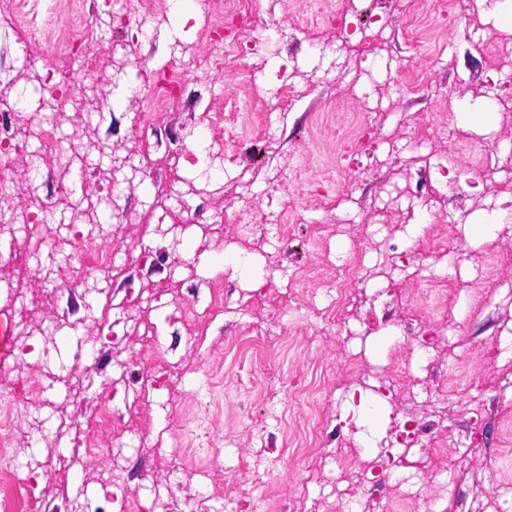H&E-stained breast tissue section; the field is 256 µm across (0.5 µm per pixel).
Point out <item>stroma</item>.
Wrapping results in <instances>:
<instances>
[{"instance_id":"obj_1","label":"stroma","mask_w":512,"mask_h":512,"mask_svg":"<svg viewBox=\"0 0 512 512\" xmlns=\"http://www.w3.org/2000/svg\"><path fill=\"white\" fill-rule=\"evenodd\" d=\"M105 60L93 92L65 111L37 95L40 75L60 64L56 40L32 43L37 67L0 68V102L31 90L20 111L55 124L76 147L70 161L43 166L37 137L15 158L16 184L0 193V215L21 216L49 184L109 183L100 205L78 197L49 207L41 233L7 240L15 255L38 254L22 274L0 264V319L19 323L24 354L0 366V387L27 372L41 398L21 402L23 424L5 454L31 471L45 512H82L85 501L118 512L76 447L100 400L130 417L131 446L99 428V447L151 507L195 499L196 512H331L342 482L345 512H399L406 491L418 512H512V109L489 110L484 82L512 85V62L491 67L475 44L512 42V0H260L255 34L282 32L269 50L203 74L199 39L208 19L198 0H158L142 26L110 22L98 0ZM44 30L69 28L78 0H30ZM147 62L188 74L190 99L164 125L132 127L151 106L114 96ZM221 149L198 143L210 120ZM464 142L440 141V123ZM276 128L274 139L262 127ZM490 155L495 181L463 158ZM152 194L137 224L108 220L128 194ZM224 223H214L216 214ZM490 221L489 234L478 227ZM155 260L127 291L97 282L78 289L89 309L73 323L53 295L52 266L103 251L113 277L129 255ZM356 275L339 320L328 316L342 268ZM224 302L209 319L210 285ZM142 297L135 311L127 295ZM114 322L111 360L81 354ZM407 351L414 385L392 390ZM434 426L402 444L401 424ZM441 456H432V449ZM383 459L379 494L348 470Z\"/></svg>"}]
</instances>
